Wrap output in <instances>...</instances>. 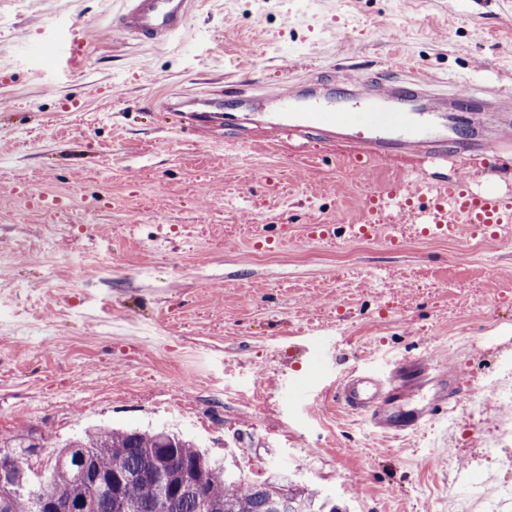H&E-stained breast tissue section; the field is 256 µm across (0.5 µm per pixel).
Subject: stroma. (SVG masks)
I'll list each match as a JSON object with an SVG mask.
<instances>
[{"instance_id": "stroma-1", "label": "stroma", "mask_w": 512, "mask_h": 512, "mask_svg": "<svg viewBox=\"0 0 512 512\" xmlns=\"http://www.w3.org/2000/svg\"><path fill=\"white\" fill-rule=\"evenodd\" d=\"M120 9L0 0V443H37V483L87 428L166 427L350 512H453L449 485L488 470L512 489V224L426 238L388 209L371 240L352 231L399 180L512 192V147L388 155L364 174L343 140L272 130L273 105L225 102L221 127L165 107L318 72L342 77L339 101L371 77L512 97V0H197L160 46L124 41ZM332 223L333 239L307 238ZM52 224L67 230L49 247L83 265L43 263ZM401 362L423 375L400 408L433 413L389 438L334 384Z\"/></svg>"}]
</instances>
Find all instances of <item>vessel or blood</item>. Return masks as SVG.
<instances>
[{
	"label": "vessel or blood",
	"instance_id": "vessel-or-blood-1",
	"mask_svg": "<svg viewBox=\"0 0 512 512\" xmlns=\"http://www.w3.org/2000/svg\"><path fill=\"white\" fill-rule=\"evenodd\" d=\"M190 7L191 0H123L115 26L123 38L159 45L185 28ZM330 87V81L321 79L304 85L292 82L276 92L277 128L306 132L318 129L325 134L341 131L361 166L371 158L391 153L415 152L434 160L450 152L463 157L487 150L484 137L474 132L458 135L448 124L449 103L467 108L475 96L471 85H456L448 97L429 90L422 79L394 85L388 95L413 104L412 109L395 111L375 109V102L386 95L377 80L365 81L348 105L339 110L321 97ZM191 103L193 109L188 118L195 123L209 122L224 108L219 98L204 92L192 98ZM417 198L425 201L417 222L426 236L447 235L449 224L457 221L476 228L512 222L511 200L492 189L467 188L458 178L442 179L415 191L395 185L389 193L372 197L369 209L383 211L392 201L402 207ZM394 392L393 382L361 372L342 380L337 397L346 409L369 415L384 432L399 434L421 427L425 413L409 418L389 413Z\"/></svg>",
	"mask_w": 512,
	"mask_h": 512
}]
</instances>
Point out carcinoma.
Masks as SVG:
<instances>
[{
    "label": "carcinoma",
    "instance_id": "carcinoma-1",
    "mask_svg": "<svg viewBox=\"0 0 512 512\" xmlns=\"http://www.w3.org/2000/svg\"><path fill=\"white\" fill-rule=\"evenodd\" d=\"M77 455L86 476L116 480L112 498L96 500L93 512H343L319 491L278 474L244 484L193 441L165 429L105 427L55 451L50 475L37 488L30 485L29 466L18 455L9 479L0 485V512H35L39 500L58 503L60 512H67ZM151 473L158 478H149Z\"/></svg>",
    "mask_w": 512,
    "mask_h": 512
}]
</instances>
